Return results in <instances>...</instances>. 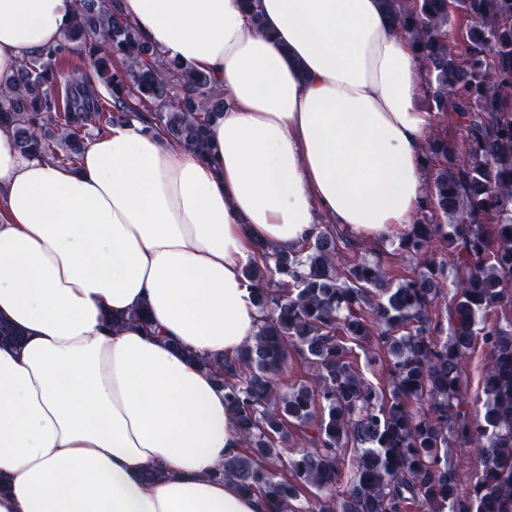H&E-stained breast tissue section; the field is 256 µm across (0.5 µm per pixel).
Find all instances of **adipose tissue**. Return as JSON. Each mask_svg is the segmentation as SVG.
<instances>
[{
  "mask_svg": "<svg viewBox=\"0 0 512 512\" xmlns=\"http://www.w3.org/2000/svg\"><path fill=\"white\" fill-rule=\"evenodd\" d=\"M224 109L199 157L131 122L77 166L0 129V512H268L219 478L242 442L198 362L253 342L242 271L319 219L399 235L426 202L429 74L383 0H122ZM72 0H0V75L60 40ZM148 309L154 335L108 316ZM161 480L149 483L147 470Z\"/></svg>",
  "mask_w": 512,
  "mask_h": 512,
  "instance_id": "obj_1",
  "label": "adipose tissue"
}]
</instances>
